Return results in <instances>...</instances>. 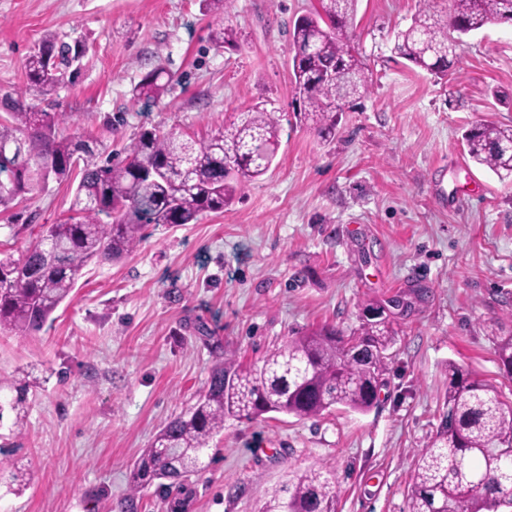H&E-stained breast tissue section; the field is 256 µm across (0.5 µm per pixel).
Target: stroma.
Returning <instances> with one entry per match:
<instances>
[{
	"label": "stroma",
	"instance_id": "stroma-1",
	"mask_svg": "<svg viewBox=\"0 0 512 512\" xmlns=\"http://www.w3.org/2000/svg\"><path fill=\"white\" fill-rule=\"evenodd\" d=\"M317 0H0V95L25 82L45 34L82 45L54 95L68 134L120 155L144 129L203 140L261 103L275 110L270 171L195 224H151L136 252L91 262L34 336L0 333V512H260L288 474L334 472L337 512H407L417 455L435 437L455 363L512 401L494 354L512 335V180L472 162L462 135L512 125V24L465 36L437 79L393 51L418 0H358L355 43L370 92L321 140L298 112L288 29ZM237 29L217 46L211 27ZM163 65L160 98L133 94ZM76 181L0 211V257L70 214ZM389 309L398 329L376 405L300 419L228 422L188 480L140 493L129 470L193 405L212 369L248 367L289 339L359 326ZM33 463L25 481L17 466Z\"/></svg>",
	"mask_w": 512,
	"mask_h": 512
}]
</instances>
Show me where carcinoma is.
<instances>
[{
    "label": "carcinoma",
    "mask_w": 512,
    "mask_h": 512,
    "mask_svg": "<svg viewBox=\"0 0 512 512\" xmlns=\"http://www.w3.org/2000/svg\"><path fill=\"white\" fill-rule=\"evenodd\" d=\"M357 0H319L315 11L296 18L288 30L295 93L311 115L318 136H336L341 99L366 95L369 69L354 54L350 28ZM412 23L397 33L394 52L436 77L447 75L459 38L497 20L512 22V0H453L452 21L430 12L427 0ZM458 37L448 35V29ZM237 32L221 25L210 32L219 46ZM66 44L51 35L25 61V90L0 97V208L64 180L78 165L81 179L74 224H52L18 259H0V330L17 336L39 332L73 291L87 263L131 255L145 240L149 224H195L206 212L224 210L243 180L263 176L278 150L276 113L258 104L209 139H182L173 132L141 131L121 160H95V149L63 133L68 115L35 111L26 94L51 95L72 60ZM172 80L152 69L134 88L155 98ZM477 164L501 179L512 177V125L479 124L463 135ZM112 219L106 224L102 217ZM394 321L360 318L344 336L323 327L289 340L258 363L232 362L215 368L202 397L173 418L152 439L130 469L128 484L139 493L161 479L187 477L202 467V456L229 421L255 420L270 412L300 419L338 406L365 412L386 370V352L395 343ZM499 363L512 373V336L497 342ZM512 401L488 383L448 365V398L440 430L421 449L408 512H499L512 509ZM262 512H336V485L323 467L289 476L273 489Z\"/></svg>",
    "instance_id": "cac0c4a2"
}]
</instances>
